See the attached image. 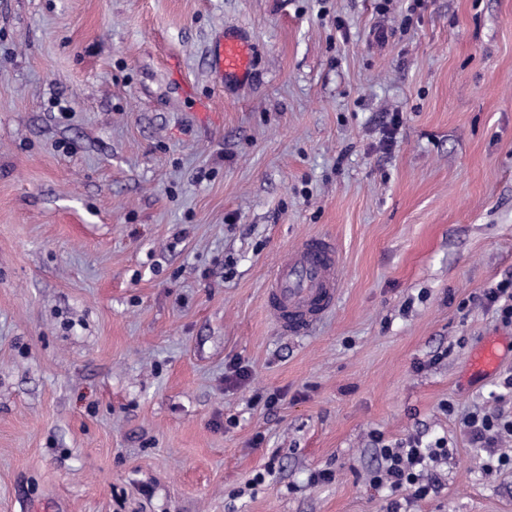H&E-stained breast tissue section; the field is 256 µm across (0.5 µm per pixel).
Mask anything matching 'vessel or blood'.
Wrapping results in <instances>:
<instances>
[{"label":"vessel or blood","mask_w":512,"mask_h":512,"mask_svg":"<svg viewBox=\"0 0 512 512\" xmlns=\"http://www.w3.org/2000/svg\"><path fill=\"white\" fill-rule=\"evenodd\" d=\"M217 65L225 78L247 76L251 67L248 41L226 34L218 49ZM340 286L335 243L325 235L312 236L285 253L267 285L266 308L282 329L305 331L333 310Z\"/></svg>","instance_id":"vessel-or-blood-1"}]
</instances>
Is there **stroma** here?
I'll use <instances>...</instances> for the list:
<instances>
[{
  "label": "stroma",
  "mask_w": 512,
  "mask_h": 512,
  "mask_svg": "<svg viewBox=\"0 0 512 512\" xmlns=\"http://www.w3.org/2000/svg\"><path fill=\"white\" fill-rule=\"evenodd\" d=\"M511 278L512 0H0V512H391L375 432L448 440L401 512H512L464 425L512 417ZM217 65L228 79L244 78L250 72L251 48L243 37L234 33L224 35L217 53ZM340 286L336 244L325 235L308 237L282 258L266 288V308L282 329L306 331L333 310ZM503 304H500L502 298H505ZM479 300L488 308H494L504 324H512V280L501 281L495 288H489L480 297ZM510 301V303H507Z\"/></svg>",
  "instance_id": "stroma-1"
}]
</instances>
